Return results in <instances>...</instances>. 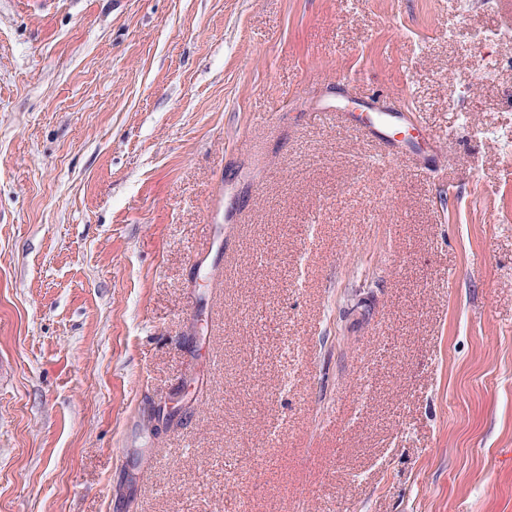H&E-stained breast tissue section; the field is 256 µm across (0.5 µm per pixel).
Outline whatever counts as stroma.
Returning a JSON list of instances; mask_svg holds the SVG:
<instances>
[{
	"label": "stroma",
	"mask_w": 512,
	"mask_h": 512,
	"mask_svg": "<svg viewBox=\"0 0 512 512\" xmlns=\"http://www.w3.org/2000/svg\"><path fill=\"white\" fill-rule=\"evenodd\" d=\"M508 30L0 0V512H512Z\"/></svg>",
	"instance_id": "35a3bbf8"
}]
</instances>
